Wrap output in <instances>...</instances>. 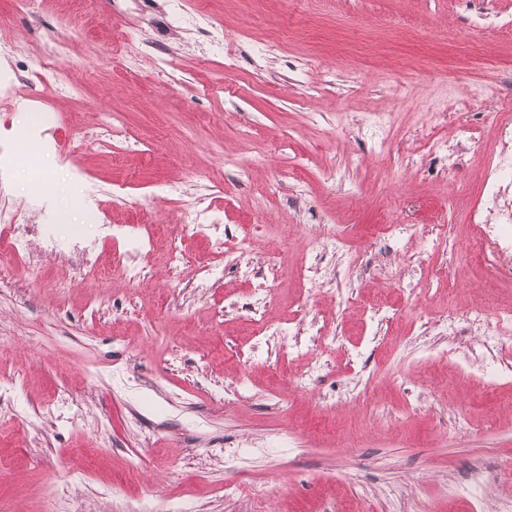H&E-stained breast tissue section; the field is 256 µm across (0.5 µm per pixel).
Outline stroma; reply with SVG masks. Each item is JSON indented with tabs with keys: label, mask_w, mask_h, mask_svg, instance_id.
Instances as JSON below:
<instances>
[{
	"label": "stroma",
	"mask_w": 512,
	"mask_h": 512,
	"mask_svg": "<svg viewBox=\"0 0 512 512\" xmlns=\"http://www.w3.org/2000/svg\"><path fill=\"white\" fill-rule=\"evenodd\" d=\"M197 13L183 25L172 0H0V40L23 58L29 44L65 39L85 64L72 71L75 92L62 97L32 83L0 97V124L30 122L31 106L54 115L66 136L61 153L37 163L51 181L36 197L19 167L0 207L25 223L57 224L61 250L32 244L40 281L13 264L0 280V512H129L151 499L163 512H328L330 500L365 497L374 512H500L512 501V477L497 459L512 455V413L453 366L485 369L477 307L512 304V279L463 265L467 216L482 191L495 147L485 113L512 98V0H184ZM404 18V34L376 28L379 16ZM222 25L251 38L277 35L274 53L225 59L202 36ZM113 45L111 58L98 49ZM166 73L156 76L158 59ZM326 77L300 82L309 61ZM490 86L483 108L463 100L472 83ZM120 114L142 143L87 151L72 140L100 112ZM393 115L396 148L380 154L367 136L377 114ZM431 112L452 114L473 140L448 137L444 156L414 154L412 140ZM261 157L246 176L225 168V154ZM303 163L309 184L296 199L285 175ZM122 203H114L116 185ZM178 187L171 195L167 186ZM94 189L113 223L156 225L183 237L186 262L161 254L147 277L114 280L88 307L95 284L66 278L65 243L73 232L99 242L75 204ZM224 212L225 229L251 227L258 249L270 234L288 262L270 315L306 328L328 322L339 346L283 356L277 342L247 369L236 367L254 338L252 286L232 267L200 286L191 280L209 259L207 237L178 224L186 205ZM397 204L411 240L388 246L367 236ZM339 225L350 251L366 253L365 274L345 276L328 255L308 278L306 244ZM444 225L449 249L428 259L429 277L401 292L399 319L366 340L358 304L388 288L392 267L421 254L428 225ZM352 293L348 308L328 301L321 284ZM456 320L442 327L446 312ZM362 354L349 359L347 350ZM328 370L294 388L290 370L313 362ZM414 407H406L407 398ZM149 464L129 472L128 458ZM468 487L467 499L448 488Z\"/></svg>",
	"instance_id": "1"
}]
</instances>
